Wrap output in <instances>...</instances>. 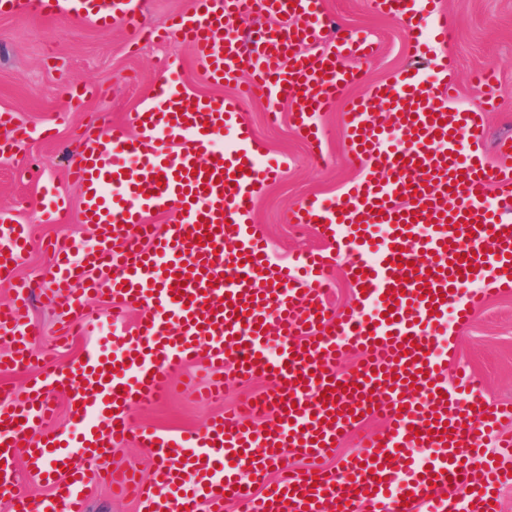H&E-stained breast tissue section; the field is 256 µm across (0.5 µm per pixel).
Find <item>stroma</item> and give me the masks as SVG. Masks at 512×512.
<instances>
[{
	"label": "stroma",
	"instance_id": "obj_1",
	"mask_svg": "<svg viewBox=\"0 0 512 512\" xmlns=\"http://www.w3.org/2000/svg\"><path fill=\"white\" fill-rule=\"evenodd\" d=\"M437 2L455 19L452 35L437 45L435 52L448 61L459 102L477 106L484 90L475 74L488 69L497 73V108L486 114L479 143L486 160L496 162L498 141L512 137V0ZM321 8L329 21L328 38H339L350 29L364 30L376 38V55L360 64L366 83L390 81L417 67L405 27L376 11L372 0H321ZM166 66L190 96H223V89L205 78L194 49L179 39L156 44L132 39L118 25L104 29L76 20L0 15V112L52 130L51 137L31 140L13 156L0 158V211L14 212L22 223L34 227L24 260L10 281L0 282V306L9 303L16 288L29 287L34 296L50 288V242L74 237L95 245L94 228L82 221V191L66 176L69 157L78 149L86 127L120 122L150 96ZM84 86L91 91L85 109L65 113L69 88ZM273 106L263 98H247L240 111L242 122L266 143L270 156L288 164L279 181L258 186L252 215L269 250L285 260L323 245L315 229L289 223L290 211L310 201L336 199L362 170L353 160L345 136V100L317 117L324 132L325 156L320 161L294 126L292 105H275L279 111L275 122L268 117ZM48 188L66 201L67 222H45L41 200ZM87 303L94 314L87 322L86 334L63 345L55 330L69 318V311L32 301L27 319L30 344L39 364L78 363L87 349L104 344L113 329L133 324L137 318L135 312L113 308L105 294H88ZM452 345L455 356L449 370L465 368L481 375L488 404L512 401V294L488 296L471 323L454 333ZM193 376L194 385L175 383L162 399L142 406L138 411L141 423L166 434L203 429L219 407L198 399L195 393L206 384V374L197 369ZM90 468L135 469L148 477L153 472V458L150 449L131 442L92 461Z\"/></svg>",
	"mask_w": 512,
	"mask_h": 512
}]
</instances>
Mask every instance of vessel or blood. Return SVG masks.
<instances>
[{
    "label": "vessel or blood",
    "mask_w": 512,
    "mask_h": 512,
    "mask_svg": "<svg viewBox=\"0 0 512 512\" xmlns=\"http://www.w3.org/2000/svg\"><path fill=\"white\" fill-rule=\"evenodd\" d=\"M7 2L22 14L156 35L142 0ZM373 3L402 21L417 46L426 33L445 43L454 26L435 0ZM252 14L271 23L249 45L225 35L230 18ZM324 28L319 0H194L163 34L190 43L205 76L228 96L193 98L166 79L124 122L82 133L69 174L98 241L89 250L53 243L54 287L44 300L80 313L85 299L74 286L85 282L140 317L135 328L113 333L122 356L91 348L79 367L38 374L22 401L0 407V459L21 447L28 471L62 473L53 512H82L84 462L131 438L151 449L154 477L144 483L113 471L110 482L161 512H223L229 500L246 512H273L279 503L287 512H500L499 493L512 484V402L487 407L479 376L450 378L443 369L454 328L469 322L487 293H512V142L500 144L494 165L476 147L482 114L495 107L496 78L487 77L485 98L470 111L455 105L443 62L352 99L348 146L367 171L335 201L293 213L292 223L316 228L328 249L278 260L252 214L257 186L277 180L283 166L268 160L240 120L239 75L251 71L266 99L295 101L296 128L320 150L315 113L359 82V62L376 52L362 30L306 52L324 41ZM381 107L389 112L384 123L376 118ZM230 129L236 145L225 151L219 143ZM37 133L0 113V155ZM155 210L175 211V223L158 231ZM375 224L383 227L378 239ZM30 239L29 225L0 219V277L12 276ZM341 251L352 256L345 276L356 294L333 317L325 288ZM481 283L488 292L478 291ZM27 306L21 295L0 309V334L11 337L18 366L32 359ZM354 350L360 366L340 375L338 363ZM189 364L273 379L265 412L275 426L252 428L232 412L174 438L144 428L136 409L169 387L172 369ZM56 391L72 405L62 429L46 425ZM367 411L384 420L379 433L361 434ZM348 433L360 434L358 452L326 466ZM418 448L427 449L425 462L416 460ZM292 455L308 468H293ZM271 462L279 476L269 481Z\"/></svg>",
    "instance_id": "obj_1"
}]
</instances>
